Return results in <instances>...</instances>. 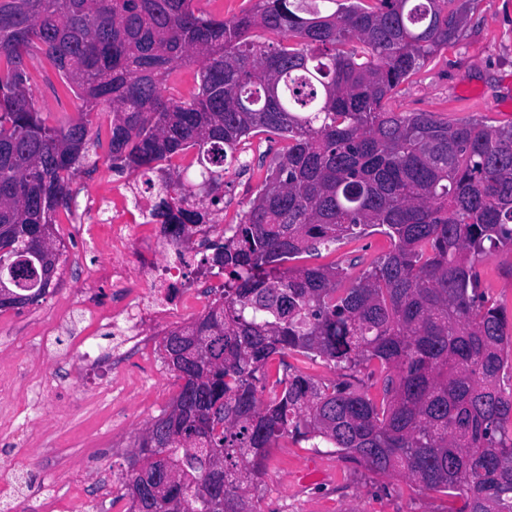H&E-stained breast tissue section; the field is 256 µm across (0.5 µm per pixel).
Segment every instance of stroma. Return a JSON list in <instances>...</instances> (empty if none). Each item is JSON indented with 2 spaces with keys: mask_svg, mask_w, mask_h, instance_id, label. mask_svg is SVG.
I'll use <instances>...</instances> for the list:
<instances>
[{
  "mask_svg": "<svg viewBox=\"0 0 512 512\" xmlns=\"http://www.w3.org/2000/svg\"><path fill=\"white\" fill-rule=\"evenodd\" d=\"M34 96L50 124L75 117L79 100L56 97L53 85L38 81ZM389 106L397 112H428L451 123L479 120L512 123V0H477L455 42L403 82ZM280 139H250L242 157L247 168L224 174V208L214 222L237 223L262 187L280 152ZM106 149L80 173L71 188L77 203L88 198L111 203L112 189L125 182ZM98 235L75 238L60 259L50 292L39 304L0 313V371L39 372L41 400L17 393L23 418L15 433L0 421V472L10 474L13 493L0 507L13 512H120L114 498L124 492L127 460L137 436L167 409L180 382L160 353L132 351L112 356V329L78 304L76 297L101 259L111 258ZM390 248L371 233L340 245L336 252L305 253L299 266L337 263L349 276ZM482 288L512 315V250L489 254L479 266ZM91 342L103 368L88 376L78 354ZM251 495L259 512H447L448 500L434 492L412 491L400 477L381 479L354 460L309 442L280 439L265 474Z\"/></svg>",
  "mask_w": 512,
  "mask_h": 512,
  "instance_id": "35a3bbf8",
  "label": "stroma"
}]
</instances>
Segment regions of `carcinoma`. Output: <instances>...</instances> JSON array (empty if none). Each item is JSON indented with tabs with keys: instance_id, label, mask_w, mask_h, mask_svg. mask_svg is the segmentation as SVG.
<instances>
[{
	"instance_id": "1",
	"label": "carcinoma",
	"mask_w": 512,
	"mask_h": 512,
	"mask_svg": "<svg viewBox=\"0 0 512 512\" xmlns=\"http://www.w3.org/2000/svg\"><path fill=\"white\" fill-rule=\"evenodd\" d=\"M469 4L253 0L224 20L196 0H0V312L47 295L90 152L141 179L159 198L149 218L179 238L209 223L247 140L286 141L199 260L223 278L216 298L163 340L182 385L134 445L131 512H259L250 488L289 436L440 492L448 512H512V320L477 271L512 250V124L386 107ZM38 56L81 101L63 125L35 106ZM188 63L196 92L166 95ZM370 230L392 249L347 288L339 266L284 267ZM292 352L336 379L285 363ZM164 469L171 486L139 505L138 473Z\"/></svg>"
}]
</instances>
